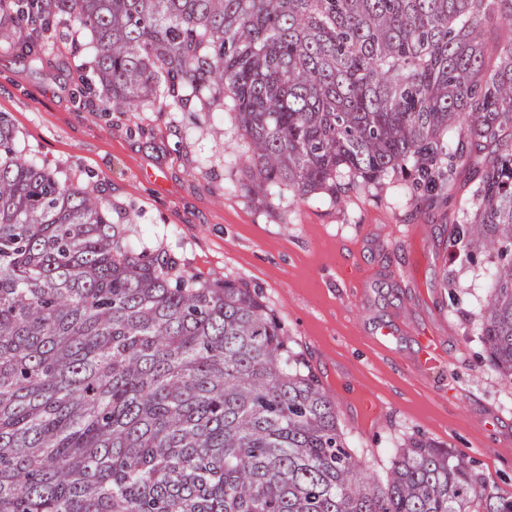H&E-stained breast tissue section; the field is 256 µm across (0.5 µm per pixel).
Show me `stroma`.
Masks as SVG:
<instances>
[{
  "label": "stroma",
  "instance_id": "35a3bbf8",
  "mask_svg": "<svg viewBox=\"0 0 512 512\" xmlns=\"http://www.w3.org/2000/svg\"><path fill=\"white\" fill-rule=\"evenodd\" d=\"M94 79L89 51L63 40L32 56L0 50V112L25 154L111 201L138 247L209 283L256 291L335 404L368 483L384 482L397 448L423 436L474 460L512 497V383L490 366L476 330L491 254L471 264L451 247L489 150L465 146L429 187L397 173L332 199L282 189L261 200L242 188L247 143L233 113L193 103L107 112L98 91L79 90ZM384 325L402 326L395 342H379ZM420 329L446 350L432 372L415 364ZM344 375L387 402L370 439L352 431L358 399Z\"/></svg>",
  "mask_w": 512,
  "mask_h": 512
}]
</instances>
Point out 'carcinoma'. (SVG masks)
<instances>
[{"instance_id": "cac0c4a2", "label": "carcinoma", "mask_w": 512, "mask_h": 512, "mask_svg": "<svg viewBox=\"0 0 512 512\" xmlns=\"http://www.w3.org/2000/svg\"><path fill=\"white\" fill-rule=\"evenodd\" d=\"M58 16L107 110L230 102L256 195L426 171L453 129L503 144L464 249L497 246L480 330L512 380V0H0V46L33 51L27 32ZM364 467L248 289L146 256L0 113V512H512L427 440L383 484Z\"/></svg>"}]
</instances>
